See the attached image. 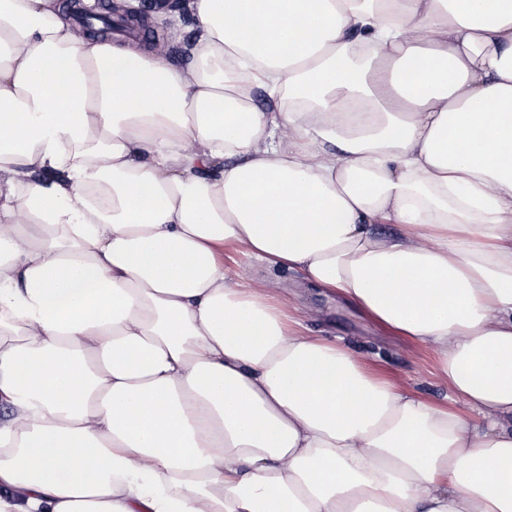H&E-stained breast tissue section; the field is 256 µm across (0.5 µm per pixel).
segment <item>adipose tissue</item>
<instances>
[{
    "instance_id": "1",
    "label": "adipose tissue",
    "mask_w": 512,
    "mask_h": 512,
    "mask_svg": "<svg viewBox=\"0 0 512 512\" xmlns=\"http://www.w3.org/2000/svg\"><path fill=\"white\" fill-rule=\"evenodd\" d=\"M188 7L177 68L0 0V512H512V0ZM224 244L469 415L295 335ZM224 271L233 283L257 288L283 303V310L300 322L296 330L304 335L331 338L406 393L468 413L461 402L445 399L448 381L431 349L376 322L355 303L230 244H224Z\"/></svg>"
}]
</instances>
